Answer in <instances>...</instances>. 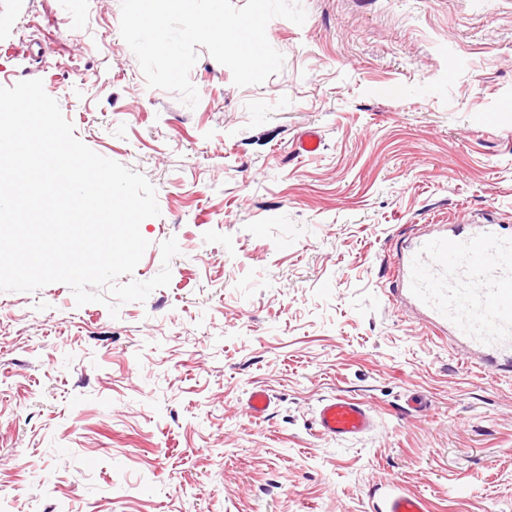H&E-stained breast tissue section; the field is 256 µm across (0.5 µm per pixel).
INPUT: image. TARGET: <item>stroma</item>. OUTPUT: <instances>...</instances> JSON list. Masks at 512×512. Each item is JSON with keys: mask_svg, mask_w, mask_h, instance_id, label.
I'll list each match as a JSON object with an SVG mask.
<instances>
[{"mask_svg": "<svg viewBox=\"0 0 512 512\" xmlns=\"http://www.w3.org/2000/svg\"><path fill=\"white\" fill-rule=\"evenodd\" d=\"M301 4L267 26L263 84L198 47L191 108L147 86L120 0H0V87L41 79L156 189L134 279L180 249L115 319L61 283L0 292V512H512V373L390 294L433 225L512 228V0ZM336 395L376 429L322 436ZM384 512H426V506L419 496L400 492L387 499Z\"/></svg>", "mask_w": 512, "mask_h": 512, "instance_id": "stroma-1", "label": "stroma"}]
</instances>
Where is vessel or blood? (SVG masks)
<instances>
[{
  "label": "vessel or blood",
  "mask_w": 512,
  "mask_h": 512,
  "mask_svg": "<svg viewBox=\"0 0 512 512\" xmlns=\"http://www.w3.org/2000/svg\"><path fill=\"white\" fill-rule=\"evenodd\" d=\"M396 291L429 322L479 353L483 364L512 371V236L498 224H440L401 253ZM319 432L339 441L374 430L371 408L337 395L318 408ZM384 512H426L419 496L391 495Z\"/></svg>",
  "instance_id": "b4317fda"
}]
</instances>
